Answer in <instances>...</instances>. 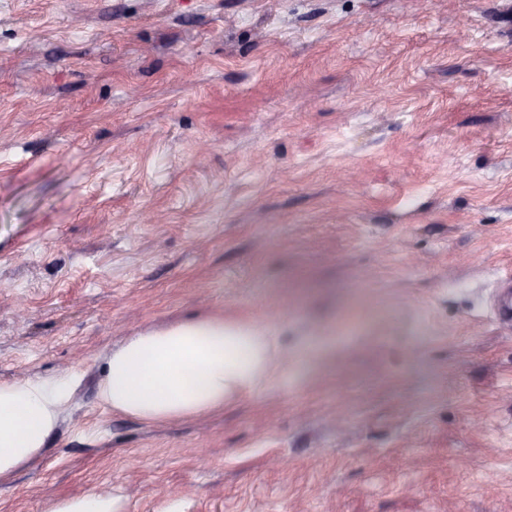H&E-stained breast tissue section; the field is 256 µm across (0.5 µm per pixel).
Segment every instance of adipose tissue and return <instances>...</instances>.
I'll use <instances>...</instances> for the list:
<instances>
[{
  "instance_id": "obj_1",
  "label": "adipose tissue",
  "mask_w": 512,
  "mask_h": 512,
  "mask_svg": "<svg viewBox=\"0 0 512 512\" xmlns=\"http://www.w3.org/2000/svg\"><path fill=\"white\" fill-rule=\"evenodd\" d=\"M269 326L191 317L136 331L106 355L100 401L148 424L222 412L287 372ZM75 375L0 381V482L37 461L68 409Z\"/></svg>"
}]
</instances>
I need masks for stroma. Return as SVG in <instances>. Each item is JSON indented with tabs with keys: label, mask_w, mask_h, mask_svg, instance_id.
I'll return each mask as SVG.
<instances>
[{
	"label": "stroma",
	"mask_w": 512,
	"mask_h": 512,
	"mask_svg": "<svg viewBox=\"0 0 512 512\" xmlns=\"http://www.w3.org/2000/svg\"><path fill=\"white\" fill-rule=\"evenodd\" d=\"M512 0H0V381L73 401L0 512H512ZM287 376L146 424L187 315ZM280 353L267 325L191 317L127 336L104 358L98 396L148 424L211 416L288 372ZM51 512H113L112 495L94 492L71 497L56 503Z\"/></svg>",
	"instance_id": "obj_1"
}]
</instances>
